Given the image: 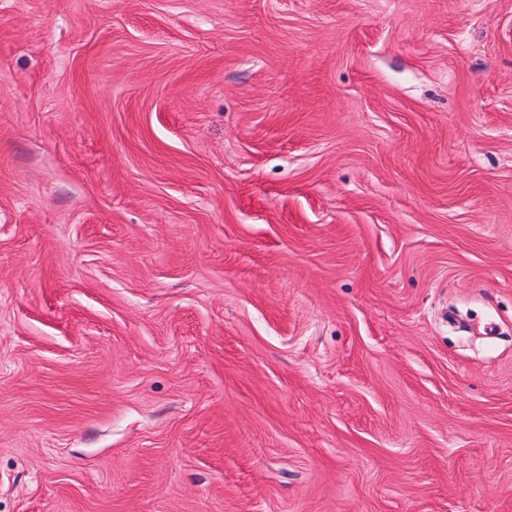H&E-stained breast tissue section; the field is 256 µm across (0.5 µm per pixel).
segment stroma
Returning <instances> with one entry per match:
<instances>
[{"instance_id": "obj_1", "label": "stroma", "mask_w": 512, "mask_h": 512, "mask_svg": "<svg viewBox=\"0 0 512 512\" xmlns=\"http://www.w3.org/2000/svg\"><path fill=\"white\" fill-rule=\"evenodd\" d=\"M0 512H512V0H0Z\"/></svg>"}]
</instances>
